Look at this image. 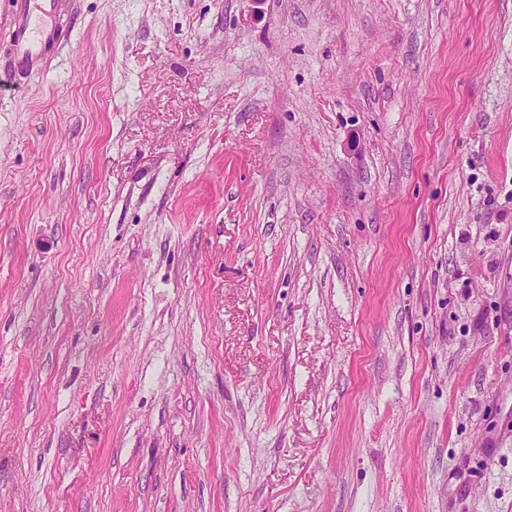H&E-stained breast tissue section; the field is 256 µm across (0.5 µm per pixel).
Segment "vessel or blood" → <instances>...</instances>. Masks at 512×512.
<instances>
[{
	"instance_id": "obj_1",
	"label": "vessel or blood",
	"mask_w": 512,
	"mask_h": 512,
	"mask_svg": "<svg viewBox=\"0 0 512 512\" xmlns=\"http://www.w3.org/2000/svg\"><path fill=\"white\" fill-rule=\"evenodd\" d=\"M62 0H14L8 61L18 72L44 70L52 51L69 39Z\"/></svg>"
}]
</instances>
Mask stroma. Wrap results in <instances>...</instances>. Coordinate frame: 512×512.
<instances>
[{"label": "stroma", "mask_w": 512, "mask_h": 512, "mask_svg": "<svg viewBox=\"0 0 512 512\" xmlns=\"http://www.w3.org/2000/svg\"><path fill=\"white\" fill-rule=\"evenodd\" d=\"M0 68V512H512V0H70ZM8 61L17 72L44 70L49 54L69 39L63 0H13Z\"/></svg>", "instance_id": "1"}]
</instances>
